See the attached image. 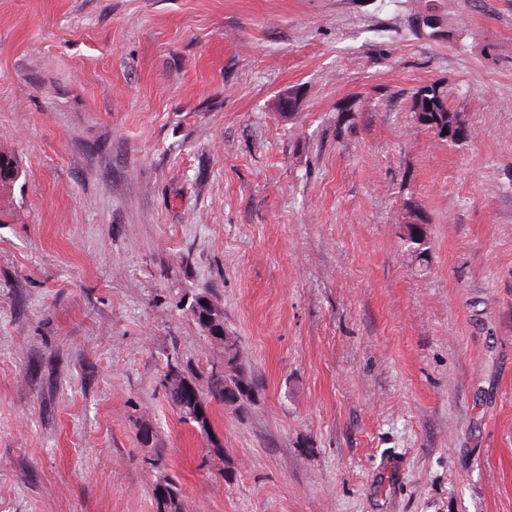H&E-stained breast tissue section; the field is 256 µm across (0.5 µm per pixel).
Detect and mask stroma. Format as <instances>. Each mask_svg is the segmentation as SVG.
I'll return each instance as SVG.
<instances>
[{"instance_id":"stroma-1","label":"stroma","mask_w":512,"mask_h":512,"mask_svg":"<svg viewBox=\"0 0 512 512\" xmlns=\"http://www.w3.org/2000/svg\"><path fill=\"white\" fill-rule=\"evenodd\" d=\"M0 149V512H512V0H0ZM413 112L418 123L433 130L443 141L458 144L471 137V131L448 107L446 94L438 84L423 86L414 94ZM21 173L18 162L12 156L0 154V193H8L19 179ZM241 353L236 341L233 347H224V365L211 367L207 377L206 402L207 408L211 401L224 403L225 394L230 386L243 382L237 374L241 368ZM171 364L167 365L168 368V379L170 381L181 382L184 381L191 385L190 381L186 378V375L180 368H171ZM167 379V371L164 372L163 377L160 379V385L164 389L167 399L179 410L185 399V393L182 387L171 384Z\"/></svg>"}]
</instances>
